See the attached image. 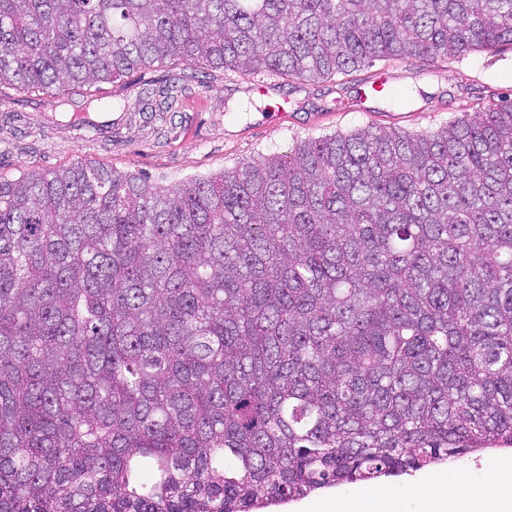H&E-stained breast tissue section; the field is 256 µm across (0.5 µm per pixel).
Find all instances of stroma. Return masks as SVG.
I'll use <instances>...</instances> for the list:
<instances>
[{"instance_id":"obj_1","label":"stroma","mask_w":512,"mask_h":512,"mask_svg":"<svg viewBox=\"0 0 512 512\" xmlns=\"http://www.w3.org/2000/svg\"><path fill=\"white\" fill-rule=\"evenodd\" d=\"M197 72L210 77L211 91L189 99L161 138L117 109L110 132L83 135L68 123L71 94L49 97L0 90V110L21 115L18 122H0V179L87 160L145 173L158 184L171 185L219 173L245 159L280 153L333 131L349 132L369 124L432 131L474 111L477 104L512 98V48L507 46L439 62L427 76L411 62L378 61L353 75L319 82L272 78L261 92L252 76L227 75L202 63ZM377 79L384 82L387 97L357 98V89ZM405 90L410 93L408 101L393 103V96ZM428 474L423 470L318 490L263 512H311L314 503L324 499L365 495L376 487L402 491L423 483Z\"/></svg>"}]
</instances>
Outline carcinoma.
I'll use <instances>...</instances> for the list:
<instances>
[{
  "label": "carcinoma",
  "instance_id": "obj_1",
  "mask_svg": "<svg viewBox=\"0 0 512 512\" xmlns=\"http://www.w3.org/2000/svg\"><path fill=\"white\" fill-rule=\"evenodd\" d=\"M512 46V0H0V90ZM181 78L124 112H179ZM512 447V99L162 186L0 181V512H254Z\"/></svg>",
  "mask_w": 512,
  "mask_h": 512
}]
</instances>
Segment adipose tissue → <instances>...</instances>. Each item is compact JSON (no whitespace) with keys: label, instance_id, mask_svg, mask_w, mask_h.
Listing matches in <instances>:
<instances>
[{"label":"adipose tissue","instance_id":"1","mask_svg":"<svg viewBox=\"0 0 512 512\" xmlns=\"http://www.w3.org/2000/svg\"><path fill=\"white\" fill-rule=\"evenodd\" d=\"M420 502L423 512H512V472L479 485L448 477L395 494L386 489L327 502L322 512H404L405 500Z\"/></svg>","mask_w":512,"mask_h":512}]
</instances>
